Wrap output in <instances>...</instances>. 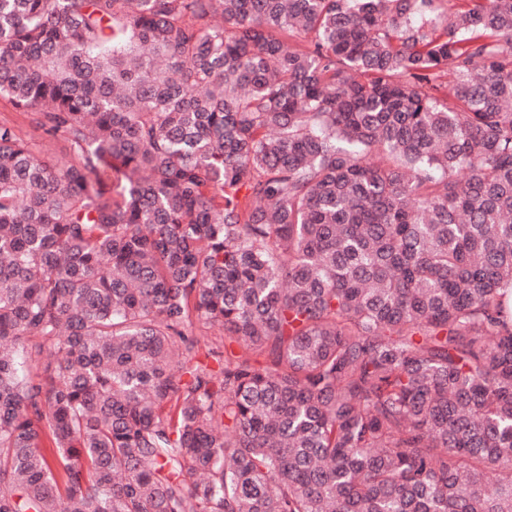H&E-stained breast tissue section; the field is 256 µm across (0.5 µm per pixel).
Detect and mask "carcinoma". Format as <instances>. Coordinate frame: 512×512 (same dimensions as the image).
I'll use <instances>...</instances> for the list:
<instances>
[{
	"instance_id": "cac0c4a2",
	"label": "carcinoma",
	"mask_w": 512,
	"mask_h": 512,
	"mask_svg": "<svg viewBox=\"0 0 512 512\" xmlns=\"http://www.w3.org/2000/svg\"><path fill=\"white\" fill-rule=\"evenodd\" d=\"M442 2L0 0L70 143L0 123V512H512V0ZM194 334L196 336H205L204 338L201 337L202 349L199 352L198 360L209 365L210 368L218 372V362L215 360V357L211 355L207 357V352L209 348H216V351L223 352V357H221V359L224 358V339L220 338V336H224V333L220 332L217 328L206 329L201 326H196Z\"/></svg>"
}]
</instances>
